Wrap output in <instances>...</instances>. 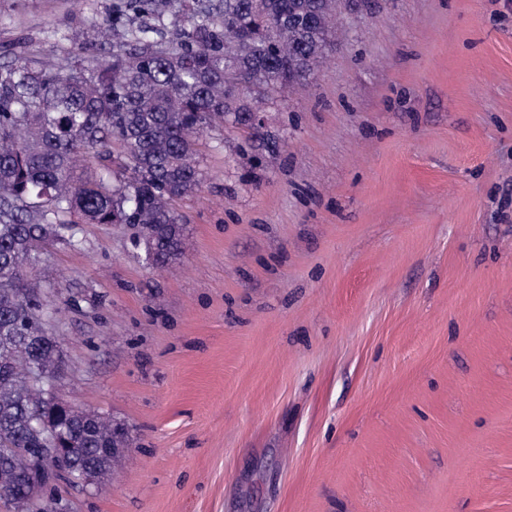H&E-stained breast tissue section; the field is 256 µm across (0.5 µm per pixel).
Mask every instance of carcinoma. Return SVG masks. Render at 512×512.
Segmentation results:
<instances>
[{
  "label": "carcinoma",
  "mask_w": 512,
  "mask_h": 512,
  "mask_svg": "<svg viewBox=\"0 0 512 512\" xmlns=\"http://www.w3.org/2000/svg\"><path fill=\"white\" fill-rule=\"evenodd\" d=\"M352 0H120L112 44L56 60L0 55V494L30 512L48 482L24 454L74 449L68 468L112 470L116 425L63 413L35 376L52 377L58 345L26 280L74 218L129 224L164 267L182 255L174 202L203 182L200 134L217 121L255 129L253 96L304 85ZM178 7L169 27L165 15Z\"/></svg>",
  "instance_id": "carcinoma-1"
}]
</instances>
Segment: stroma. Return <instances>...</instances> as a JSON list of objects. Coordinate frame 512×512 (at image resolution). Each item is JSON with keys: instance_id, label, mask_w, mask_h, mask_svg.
<instances>
[{"instance_id": "35a3bbf8", "label": "stroma", "mask_w": 512, "mask_h": 512, "mask_svg": "<svg viewBox=\"0 0 512 512\" xmlns=\"http://www.w3.org/2000/svg\"><path fill=\"white\" fill-rule=\"evenodd\" d=\"M114 2L0 0V52ZM333 38L259 138L205 132L180 260L78 224L29 271L56 394L129 436L67 512H512V0Z\"/></svg>"}]
</instances>
